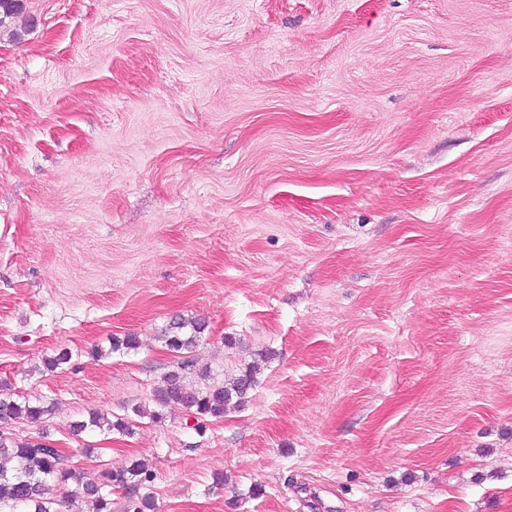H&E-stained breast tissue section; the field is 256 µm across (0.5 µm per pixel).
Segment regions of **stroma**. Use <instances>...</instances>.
<instances>
[{
	"mask_svg": "<svg viewBox=\"0 0 512 512\" xmlns=\"http://www.w3.org/2000/svg\"><path fill=\"white\" fill-rule=\"evenodd\" d=\"M23 3L0 389L54 410L16 438L146 461L156 512H512V0ZM177 314L247 402L72 436L155 409ZM136 426L135 421L129 418H117L112 420V415L103 412H92L88 415L87 419L74 420L69 424V430L73 435H79L87 431H100L101 433H112L117 431L119 433L130 434L133 427Z\"/></svg>",
	"mask_w": 512,
	"mask_h": 512,
	"instance_id": "35a3bbf8",
	"label": "stroma"
}]
</instances>
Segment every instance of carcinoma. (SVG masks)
Segmentation results:
<instances>
[{
  "label": "carcinoma",
  "instance_id": "1",
  "mask_svg": "<svg viewBox=\"0 0 512 512\" xmlns=\"http://www.w3.org/2000/svg\"><path fill=\"white\" fill-rule=\"evenodd\" d=\"M208 322L202 317L177 316L161 330V340L176 358L174 369L166 376V386L155 395L156 410L141 406L133 408L139 418L154 422L165 418L166 409H183L197 420V430L202 422L218 420L232 408L243 405L257 385V366L245 365L230 378L217 382L207 371L198 374L199 385H186V374L194 369L192 353L206 339ZM135 336L114 337L110 349H97L94 356L102 358L114 352L137 349ZM53 405L38 400L19 401L9 393H0V456L16 461L12 471L0 469V512H60L59 500L51 492V484L76 483L68 501L74 512H112V490L141 487L152 482L153 474L142 460H136L122 470L102 469L96 476L87 478L71 468L62 453L34 439L19 440L8 431L13 423H40L50 415ZM135 421L129 418L112 419L106 413L92 412L88 418L74 420L69 430L74 435L87 431L130 434Z\"/></svg>",
  "mask_w": 512,
  "mask_h": 512
}]
</instances>
